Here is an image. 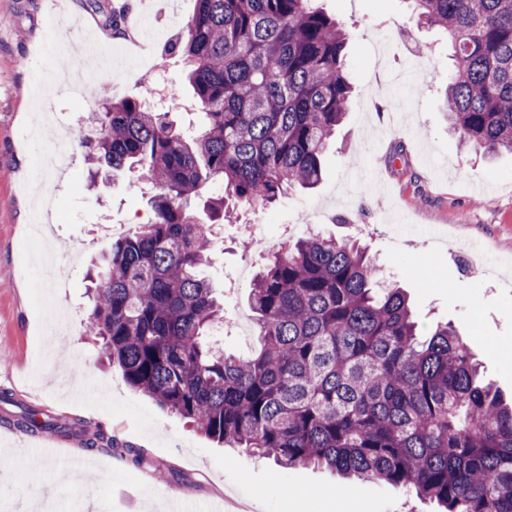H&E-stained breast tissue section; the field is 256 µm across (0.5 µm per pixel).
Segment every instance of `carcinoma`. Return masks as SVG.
Listing matches in <instances>:
<instances>
[{
    "label": "carcinoma",
    "instance_id": "obj_1",
    "mask_svg": "<svg viewBox=\"0 0 512 512\" xmlns=\"http://www.w3.org/2000/svg\"><path fill=\"white\" fill-rule=\"evenodd\" d=\"M448 40L443 106L460 140L512 153V0H405ZM347 33L316 0H195L169 42L203 116L187 132L135 98L88 113L89 187L137 169L151 215L89 275L87 331L126 383L226 448L283 467L381 481L440 512H512V404L479 382L448 324L418 338L407 295L380 286L356 242L309 235L276 248L255 276L259 352L208 337L224 310L201 268L213 226L236 206L269 207L315 187L352 97ZM210 184L224 194L206 197ZM36 433L57 423L24 413ZM88 448H115L70 426Z\"/></svg>",
    "mask_w": 512,
    "mask_h": 512
}]
</instances>
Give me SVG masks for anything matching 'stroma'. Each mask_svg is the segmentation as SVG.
Returning <instances> with one entry per match:
<instances>
[{
  "instance_id": "1",
  "label": "stroma",
  "mask_w": 512,
  "mask_h": 512,
  "mask_svg": "<svg viewBox=\"0 0 512 512\" xmlns=\"http://www.w3.org/2000/svg\"><path fill=\"white\" fill-rule=\"evenodd\" d=\"M113 0H0V512H167L164 483L186 492L198 512H436L434 504L380 482L343 484L312 467L283 468L273 460L218 447L186 420L136 393L85 334L86 273L112 246L114 224L132 225L149 210L152 187L124 172L105 198L86 185L87 165L70 143L61 170L31 175L38 155L55 142L23 139L35 111V80L54 69L76 33L50 30L61 11L113 40L102 6ZM348 32L352 102L324 156L321 184L293 190L271 208L240 210L221 224L204 273L224 293V316L251 318L249 294L267 256L243 246L238 225L251 224L279 245L312 232L356 239L366 246L384 282H399L414 303L421 328L452 323L480 364V379L512 397V155L488 159L448 130L441 95L448 83V42L420 24L404 0H319ZM151 12L156 41L144 64L117 82L95 73L93 91L50 83L42 91L55 108V127L78 131L79 118L104 99L130 96L167 112L184 127L193 97L183 64L165 55L175 29L163 0H140ZM420 45L417 93L378 85ZM60 211L49 235L68 286L42 287L19 228L34 217L32 187ZM80 367L69 393L56 379L63 360ZM26 411L59 424L100 427L117 448L74 445L84 464L44 458L13 424Z\"/></svg>"
}]
</instances>
